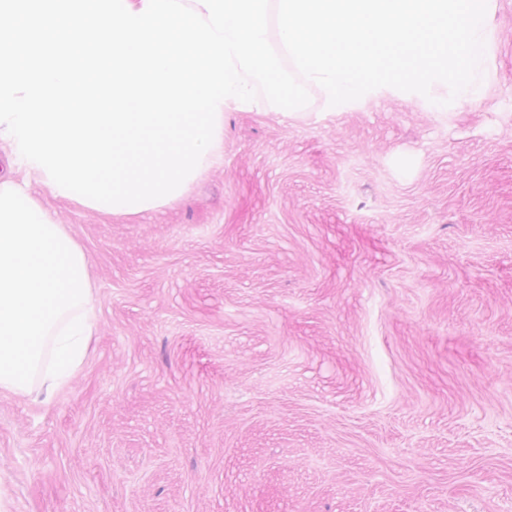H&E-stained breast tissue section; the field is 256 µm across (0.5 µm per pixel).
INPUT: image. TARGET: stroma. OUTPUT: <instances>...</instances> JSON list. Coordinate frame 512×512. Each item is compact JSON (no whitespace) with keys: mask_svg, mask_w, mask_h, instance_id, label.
I'll use <instances>...</instances> for the list:
<instances>
[{"mask_svg":"<svg viewBox=\"0 0 512 512\" xmlns=\"http://www.w3.org/2000/svg\"><path fill=\"white\" fill-rule=\"evenodd\" d=\"M486 94L224 113L223 159L137 213L30 193L98 325L0 391V512H512V0Z\"/></svg>","mask_w":512,"mask_h":512,"instance_id":"35a3bbf8","label":"stroma"}]
</instances>
